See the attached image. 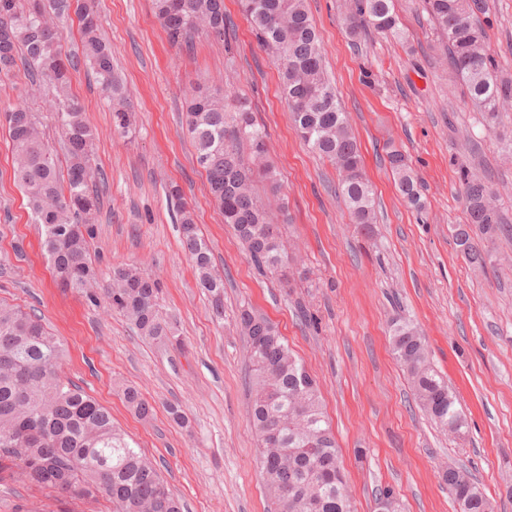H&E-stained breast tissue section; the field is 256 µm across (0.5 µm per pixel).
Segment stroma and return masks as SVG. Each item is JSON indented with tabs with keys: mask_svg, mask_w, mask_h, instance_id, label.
<instances>
[{
	"mask_svg": "<svg viewBox=\"0 0 512 512\" xmlns=\"http://www.w3.org/2000/svg\"><path fill=\"white\" fill-rule=\"evenodd\" d=\"M420 0H395L403 39L371 35L353 47L340 0H307L325 62L351 116L377 205L372 233L352 224L332 190L338 172L297 137L280 79L240 14L237 46L226 57L206 36L172 46L153 0H93L127 86L133 125L112 127L109 100L86 68L72 88L95 129V156L107 182L92 251L102 273L134 264L162 283L161 314L176 344L148 342L120 315L62 291L13 180L0 128V303L39 314L65 344L64 375L112 412V419L157 463L185 512H271L259 475L245 385L246 347L237 316L252 307L274 321L317 380L340 446L354 512H375V492L392 487L404 512H457L442 475L466 465L494 512H512V235L484 241L486 269L457 249L466 223L459 170L490 171L502 213L512 222V111L487 122L450 86ZM489 52L512 75V0H491ZM231 81L269 133V161L292 218L298 246L288 282L256 272L211 201L194 145L182 126L191 88ZM409 158L426 202L410 208L386 161L387 146ZM178 185L224 275V316L215 318L185 254L168 197ZM418 326L433 366L448 378L468 419L465 439L444 435L417 408L390 346L389 323ZM137 386L154 407L141 419L124 405L122 385ZM185 413L187 426L170 417ZM112 512L106 500L47 502L37 488L0 472V512Z\"/></svg>",
	"mask_w": 512,
	"mask_h": 512,
	"instance_id": "stroma-1",
	"label": "stroma"
}]
</instances>
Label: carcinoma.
<instances>
[{"mask_svg": "<svg viewBox=\"0 0 512 512\" xmlns=\"http://www.w3.org/2000/svg\"><path fill=\"white\" fill-rule=\"evenodd\" d=\"M155 14L170 42L187 46L203 33L236 45V26L224 11V0H153ZM259 46L273 59L282 79V94L300 138L339 173L335 193L343 197L352 220L365 231L373 224L375 199L364 175L360 149L330 83L315 24L305 0H239ZM490 0H423V12L441 44L448 80L464 86L489 121L512 103V78L500 74L487 51V34L479 16ZM76 15L81 27L82 56L62 52V27ZM344 22L351 44L369 32L401 37L394 0H346ZM84 65L112 101V123L123 135L132 126L112 50L99 20L81 0H0V81L24 71L34 93L52 91L58 101L51 113L67 159L61 174L56 148L37 112L23 106L0 111L16 122L6 124L12 146L13 175L22 189L32 220L44 229V248L53 271L66 289L124 316L139 336L166 341L171 323L158 309L160 283L133 265L112 268L109 284L100 288L91 261L95 238L92 221L100 211L98 184L103 173L94 158V133L70 94L71 71ZM187 131L209 192L244 244L249 259L264 275L286 277L288 257L280 225L254 193L255 172L271 186L275 173L265 165L267 136L249 103L217 90H195L186 109ZM249 144L248 164L238 144ZM398 190L414 209L424 207L421 185L404 154L386 147ZM461 197L468 223L453 237L468 260L486 265L472 228L491 238L502 228L494 186L467 167L460 169ZM183 243L196 279L212 298V311L224 314V277L212 267L209 243L197 232L184 203H177ZM246 338L251 395L250 423L260 442V475L265 489L288 493L280 512H352L336 438L324 415L319 388L281 336L278 327L250 309L239 315ZM393 354L407 372L419 409L448 435L461 438L467 421L456 395L433 368L426 341L411 322H390ZM64 347L40 316L0 304V462L18 467L23 482L78 499L106 497L116 512H182L157 464L133 447L112 422V413L61 372ZM126 406L146 418L152 408L142 393L123 389ZM454 500L467 512H493L472 474L450 468L444 475ZM378 512H400L393 491L375 495Z\"/></svg>", "mask_w": 512, "mask_h": 512, "instance_id": "cac0c4a2", "label": "carcinoma"}]
</instances>
